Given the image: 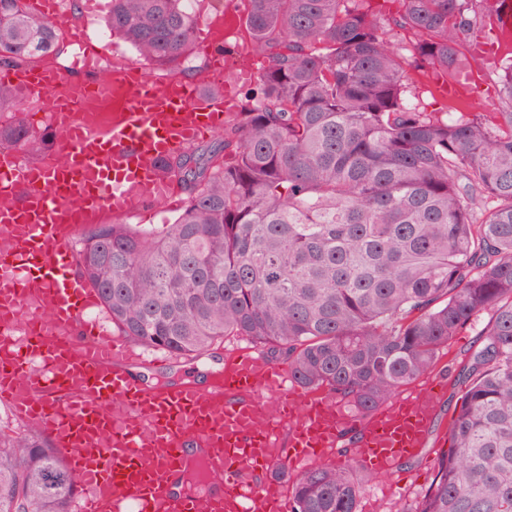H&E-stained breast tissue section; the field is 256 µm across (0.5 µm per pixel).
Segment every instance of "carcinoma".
<instances>
[{
  "instance_id": "carcinoma-1",
  "label": "carcinoma",
  "mask_w": 512,
  "mask_h": 512,
  "mask_svg": "<svg viewBox=\"0 0 512 512\" xmlns=\"http://www.w3.org/2000/svg\"><path fill=\"white\" fill-rule=\"evenodd\" d=\"M269 65L218 147L163 169L187 192L156 233L98 224L76 265L118 332L176 359L242 338L355 410L427 374L482 313L459 372L451 448L409 512H512V112H419L378 22L355 0H247ZM497 0H401L394 23L450 73ZM107 28L159 69L195 51L187 0H111ZM60 52L24 0H0V64ZM38 153L30 127L0 142ZM76 482L38 433L0 434V512H74ZM352 460L294 476L290 512H358Z\"/></svg>"
}]
</instances>
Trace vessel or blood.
I'll use <instances>...</instances> for the list:
<instances>
[{"instance_id":"b4317fda","label":"vessel or blood","mask_w":512,"mask_h":512,"mask_svg":"<svg viewBox=\"0 0 512 512\" xmlns=\"http://www.w3.org/2000/svg\"><path fill=\"white\" fill-rule=\"evenodd\" d=\"M212 69L211 90L126 72L99 79L101 96L123 102L99 124L60 101L61 72L16 76L59 145L37 163L0 149V399L46 434L87 488L76 512H289L274 469L335 459L352 428L356 465L397 484L447 388L438 379L351 414L328 391L297 386L286 366L236 349L210 382L154 389L131 370L142 359L135 347L88 320L99 301L68 240L102 213L121 219L167 198L174 183L163 161L222 131L235 109L223 54Z\"/></svg>"}]
</instances>
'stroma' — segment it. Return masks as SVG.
Listing matches in <instances>:
<instances>
[{"label": "stroma", "instance_id": "1", "mask_svg": "<svg viewBox=\"0 0 512 512\" xmlns=\"http://www.w3.org/2000/svg\"><path fill=\"white\" fill-rule=\"evenodd\" d=\"M96 2L94 13L89 16L82 12L77 13L76 22L89 27L96 36L95 44L101 53V75L134 67L156 82L171 78V71L156 68L124 40L110 36L105 27L109 0ZM360 6L371 13L385 30L387 40L407 73L410 83L408 102L422 112L452 111L453 100L443 97L439 89L446 77L445 72L429 67L414 50V34L392 22L400 10V0H361ZM194 7L199 18V48L180 71L181 80L191 83L206 82L211 53H221L225 61L224 80L235 86L240 105H247L248 94L255 89L258 74L266 66L267 59L255 51L246 30L243 0H195ZM460 53L464 63L454 73L453 78L458 82L472 83L475 87L474 94L465 101L466 111H505L506 106L499 93L501 67L506 62L505 52H497L492 57L480 56L474 54L471 43L466 42L461 45ZM490 318V313H483L474 326L463 329L439 353L432 374L446 379L448 383L446 411H453L455 405L461 401L464 388L457 383L456 375L466 358L478 347L482 330ZM223 368V357L210 351L192 361L172 359L162 366H144L140 377L148 385L186 378L206 382ZM444 431V426H437L433 446L426 448L423 459L413 463L415 475L408 479L406 488L395 490L393 495H386L376 478L360 474L363 493L359 512H406L407 508L413 506L431 484L439 458L449 447Z\"/></svg>", "mask_w": 512, "mask_h": 512}]
</instances>
